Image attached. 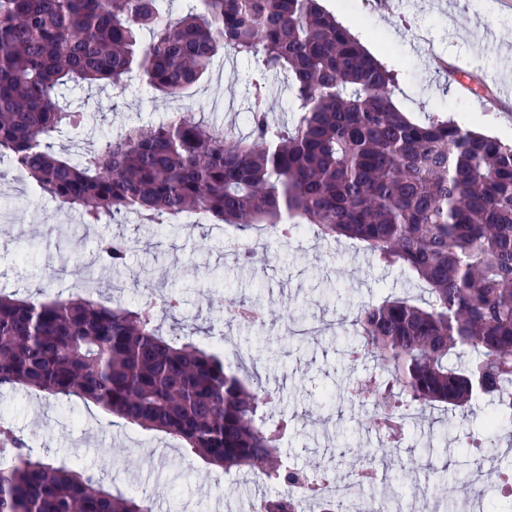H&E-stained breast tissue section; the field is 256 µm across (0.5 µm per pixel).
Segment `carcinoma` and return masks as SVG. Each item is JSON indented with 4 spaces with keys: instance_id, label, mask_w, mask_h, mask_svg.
<instances>
[{
    "instance_id": "1",
    "label": "carcinoma",
    "mask_w": 512,
    "mask_h": 512,
    "mask_svg": "<svg viewBox=\"0 0 512 512\" xmlns=\"http://www.w3.org/2000/svg\"><path fill=\"white\" fill-rule=\"evenodd\" d=\"M163 0H0V155L27 169L41 195L84 222L134 213L164 224L207 213L246 230L291 238L309 229L363 244L376 262L402 265L427 288L415 305L386 298L356 316L346 355L376 358L384 378L370 428L403 430L399 408L455 409L481 400L485 429L512 431V144L393 103L397 75L370 55L319 0H197L179 19ZM253 58L254 86L281 74L292 124L269 119L254 92L247 133L189 116L133 126L75 159L53 140L79 128L64 90L126 91L133 72L155 93L199 82L220 52ZM128 244L102 240L96 259L125 264ZM150 301L0 295V387L92 402L126 423L182 440L226 471L279 459L288 423L267 419L260 382L190 338L160 336ZM0 512H152L73 467L35 458L0 427ZM265 512H292L282 496Z\"/></svg>"
}]
</instances>
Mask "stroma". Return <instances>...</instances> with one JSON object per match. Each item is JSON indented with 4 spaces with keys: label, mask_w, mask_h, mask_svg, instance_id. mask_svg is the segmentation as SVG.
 Listing matches in <instances>:
<instances>
[{
    "label": "stroma",
    "mask_w": 512,
    "mask_h": 512,
    "mask_svg": "<svg viewBox=\"0 0 512 512\" xmlns=\"http://www.w3.org/2000/svg\"><path fill=\"white\" fill-rule=\"evenodd\" d=\"M354 34H367L380 59L396 70L393 100L414 119L443 112L468 128L512 141V0H324ZM445 59L437 66L417 46L419 36ZM255 61L230 53L217 57L202 83L171 98L146 92L133 80L119 97L108 91H68L84 112L83 128L56 142L58 152L91 148L128 126L157 124L169 113L204 116L222 127L247 132V107ZM460 72L449 80L447 68ZM9 158H0V205L13 225L0 233V290L20 298L78 294L106 301L107 293L81 284L78 271L92 260L103 238L126 240L127 264L99 265L104 281L126 280L123 302L177 292L182 325L161 322L163 334H193L221 350L231 339L244 361L245 377H259L271 396L273 418L292 422L281 448L283 461L314 470L345 488L354 471L353 449L374 448L368 431L371 407L364 393L381 375L375 358L350 361L346 336L355 314L389 296L428 294L398 265L383 267L346 238L322 239L308 232L284 240L262 227L236 231L209 217H197L182 231L139 223L126 215L110 224L84 223L78 211L47 208L39 193L13 188ZM235 299L276 309L256 324L225 319V302ZM485 406L468 414L435 406L405 426L396 447L376 451L377 479L368 496L397 493L404 512L428 506L448 512L440 495L445 459H468L449 431L481 434ZM0 421L27 439L33 455L75 465L111 491H134L153 512H253L280 485L261 469L230 472L207 464L179 441L105 413L93 403L0 388ZM435 448L433 468L409 458Z\"/></svg>",
    "instance_id": "35a3bbf8"
}]
</instances>
